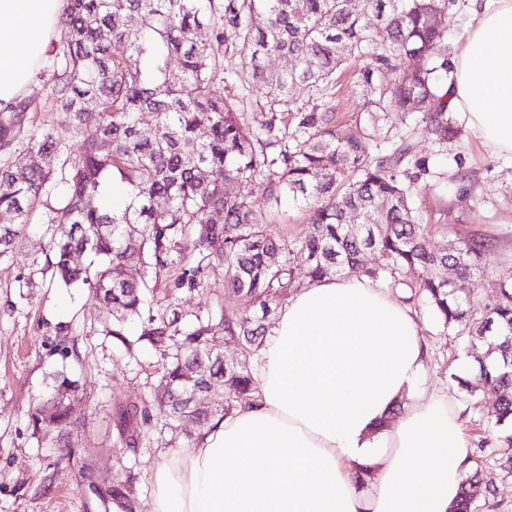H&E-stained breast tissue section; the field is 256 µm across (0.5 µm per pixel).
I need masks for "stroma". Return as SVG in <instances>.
Returning <instances> with one entry per match:
<instances>
[{
  "instance_id": "35a3bbf8",
  "label": "stroma",
  "mask_w": 512,
  "mask_h": 512,
  "mask_svg": "<svg viewBox=\"0 0 512 512\" xmlns=\"http://www.w3.org/2000/svg\"><path fill=\"white\" fill-rule=\"evenodd\" d=\"M367 64L366 57L356 56L342 65L322 100L354 134L369 109L360 81ZM373 140L385 149L408 144L424 160L426 171L407 167L405 179L416 195L421 223L439 238L488 241L480 259L484 275L476 287L482 297L499 296V272L512 266V158L491 154L469 133L461 143L439 144L425 123L403 121L398 112L382 114ZM22 272L19 263H0V512H114L107 492L129 468L136 475L137 512H149L148 474L164 446L155 435L140 454H131L112 439V413L115 401L146 393V376L157 363L154 351L120 354L103 331L88 289L46 279L20 296ZM418 322L429 349L425 384L453 393L475 446L473 463L496 488L494 496L479 500L476 512H512V475L497 467L500 447L479 445L487 409L498 394L490 388L471 398L459 392L451 375L469 367L460 337L447 334L428 315ZM62 325L68 335L59 334ZM61 369L80 385L84 398L73 405L72 416L86 421L87 429L66 439L60 450L38 444L28 413L46 396L51 373Z\"/></svg>"
}]
</instances>
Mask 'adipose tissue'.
Wrapping results in <instances>:
<instances>
[{
	"label": "adipose tissue",
	"mask_w": 512,
	"mask_h": 512,
	"mask_svg": "<svg viewBox=\"0 0 512 512\" xmlns=\"http://www.w3.org/2000/svg\"><path fill=\"white\" fill-rule=\"evenodd\" d=\"M66 0H0V108L48 54ZM448 92L512 157V0L466 33ZM253 400L149 472L151 512H453L472 466L454 399L424 386L414 312L364 276L292 294L256 358Z\"/></svg>",
	"instance_id": "adipose-tissue-1"
}]
</instances>
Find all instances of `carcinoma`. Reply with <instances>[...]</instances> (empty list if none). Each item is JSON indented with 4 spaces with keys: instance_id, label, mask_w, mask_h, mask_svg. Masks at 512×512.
I'll list each match as a JSON object with an SVG mask.
<instances>
[{
    "instance_id": "obj_1",
    "label": "carcinoma",
    "mask_w": 512,
    "mask_h": 512,
    "mask_svg": "<svg viewBox=\"0 0 512 512\" xmlns=\"http://www.w3.org/2000/svg\"><path fill=\"white\" fill-rule=\"evenodd\" d=\"M449 3L365 0L355 9L351 0H67L44 67L62 118L32 119L36 108L26 99L0 109V154L11 157L0 163V258L15 257L28 226L42 224L50 232L45 261L33 257L18 287L34 288L49 272L67 287L89 289L104 324H112L106 335L129 356L125 326L139 323L137 341L158 358L157 385L116 403V443L136 454L156 433L174 447L189 418L201 421V439L253 399L252 361L269 330L266 314L295 287L292 256L300 251L310 279L354 273L401 285L444 330L466 336L473 369L451 378L469 396L481 387L501 391L489 415L506 449L499 468L512 473V266L500 273L498 298L459 296L434 271L452 265L479 281L485 245L437 241L418 221L400 175L409 148L373 152L368 144L385 101H372L357 135L321 105L350 58L377 51L362 74L369 86L390 57L411 56L416 68L394 79L395 111L420 115L441 144L458 141L462 128L442 83L450 69ZM233 56L244 61L235 78L256 97V112H240L224 96V60ZM271 56L292 66L270 70ZM91 126L97 138L80 141ZM259 182L263 211L251 200ZM114 186L124 192L122 206L87 204ZM286 199L308 215L300 237L274 230ZM57 224L69 226L65 235L52 232ZM367 251L377 256L372 266L363 265ZM85 252L90 261L75 264ZM407 270L418 278L403 280ZM217 274L239 306L182 322L179 294L209 288ZM217 335L238 351L237 362L214 349ZM212 379L224 383L220 399L192 402ZM171 392L186 400L171 403ZM78 400L77 382L52 374L51 393L28 414L34 438L79 432L70 416ZM489 492L478 476L465 479L456 512H476ZM112 500L135 512L125 484L112 487Z\"/></svg>"
}]
</instances>
